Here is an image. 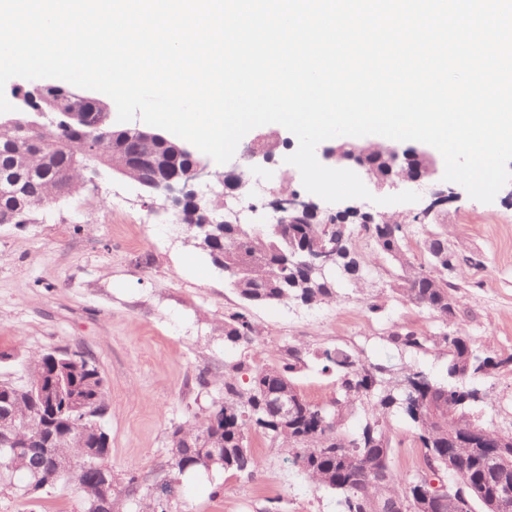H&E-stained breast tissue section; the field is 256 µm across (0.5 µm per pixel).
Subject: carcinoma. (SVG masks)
<instances>
[{"label": "carcinoma", "mask_w": 512, "mask_h": 512, "mask_svg": "<svg viewBox=\"0 0 512 512\" xmlns=\"http://www.w3.org/2000/svg\"><path fill=\"white\" fill-rule=\"evenodd\" d=\"M27 123L28 118L23 117L15 128L0 132V184H19L20 197L27 201L25 220L55 201L65 186L79 181L82 170L73 166V160L95 162L99 157H108L114 144L110 125L95 133L77 127L45 134L27 129ZM24 156L31 164L20 169L17 161ZM339 231L332 216L314 224H225L217 226L212 236L198 245L249 305H274L299 297L309 303L331 302L337 299L335 272L310 280L303 270L288 263V254L333 237ZM359 233L373 241L379 254L399 270L395 291L445 319L456 317L458 284L448 279V273L475 260L448 248L446 234L427 233L423 247L428 264L424 265L412 262L408 256L407 225L396 215L375 224H361ZM369 263L370 259L357 250L352 237L343 240L336 266L351 276L354 284H359L360 269ZM256 336L258 331L245 313L224 317L225 340L250 344ZM391 341L404 350L445 351L448 376L458 383L438 384L426 373L409 368L405 370L406 376L416 378L415 391L409 398L385 368L345 351L326 349L321 354L323 369L336 372V396L322 403L302 396L291 419L279 424L274 420V399L270 395L298 392L293 374L305 364L304 349L296 344L283 347L280 362L274 366L253 368L243 360L226 364L221 380L224 403L203 417L188 418L172 431L171 441L183 448L184 456L168 461L166 484L159 490H144L136 473L129 471L119 490L129 502V512H171L180 477L195 467L210 468L195 460L202 452L217 454L213 465L226 473L253 476L259 468L249 446L253 432L292 449L294 460L316 488L333 490L341 496L342 512H381L392 497L412 490L415 481L413 476H400L389 465L395 443L389 419L400 412L409 417L417 430L423 448L422 464H429L432 456L436 467L444 473L448 455L462 453L472 478L487 480L488 489L495 490L494 483L488 480L486 454L504 438L512 442V434L504 435L489 427L476 442L475 452L453 447L448 443V435L460 437L469 433L464 410L479 398L465 399L468 378L485 374L486 366L495 369L504 363L512 364V354L499 362L486 357L466 377L461 372L473 345L472 339L458 327L436 338L397 330L391 334ZM74 354L75 361L66 364L68 376L71 384L82 389L89 400L91 416L83 418L70 412L68 390L62 388L54 419L55 448L44 446L46 430L42 428L37 400L38 389L57 384L53 376L56 364L48 351L24 356L27 374L23 382L0 380V419H13L14 438L27 443L17 463L0 449V472L4 474L0 490L17 487V479L25 485L34 481L35 475L51 472L54 459L60 458L70 460L71 468L58 474L53 484H74L88 508L101 495V479L93 465L108 460L111 452L104 425L108 409L106 386L95 361L80 350ZM245 372L250 377L243 384L239 375ZM358 405L365 420L357 433L348 435L342 431L343 421ZM430 406L436 411H428Z\"/></svg>", "instance_id": "1"}]
</instances>
